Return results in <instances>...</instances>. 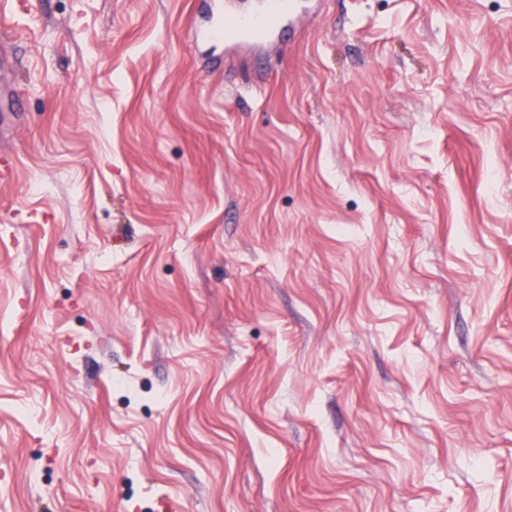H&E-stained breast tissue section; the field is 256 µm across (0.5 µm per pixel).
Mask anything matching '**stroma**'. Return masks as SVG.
I'll return each mask as SVG.
<instances>
[{"label":"stroma","mask_w":512,"mask_h":512,"mask_svg":"<svg viewBox=\"0 0 512 512\" xmlns=\"http://www.w3.org/2000/svg\"><path fill=\"white\" fill-rule=\"evenodd\" d=\"M0 0V512H512V0ZM294 0H260L251 10L224 9L223 16L195 33L197 40L225 45L260 43L278 34L295 14Z\"/></svg>","instance_id":"35a3bbf8"}]
</instances>
